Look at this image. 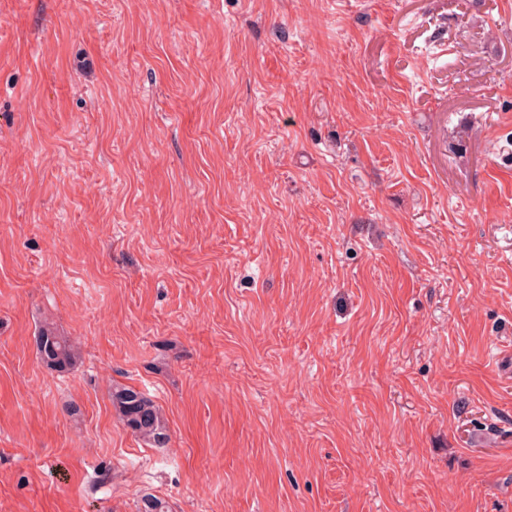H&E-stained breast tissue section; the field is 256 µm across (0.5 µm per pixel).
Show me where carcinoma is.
<instances>
[{
  "instance_id": "1",
  "label": "carcinoma",
  "mask_w": 512,
  "mask_h": 512,
  "mask_svg": "<svg viewBox=\"0 0 512 512\" xmlns=\"http://www.w3.org/2000/svg\"><path fill=\"white\" fill-rule=\"evenodd\" d=\"M34 344L39 359L50 370L64 372L77 362L75 346L51 323L39 327ZM111 402L118 418L134 435L158 446L165 444L166 424L150 397L133 387L116 385L112 387ZM138 512H169V507L156 496H146L141 499Z\"/></svg>"
}]
</instances>
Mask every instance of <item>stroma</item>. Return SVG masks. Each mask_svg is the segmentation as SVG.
<instances>
[{
	"label": "stroma",
	"mask_w": 512,
	"mask_h": 512,
	"mask_svg": "<svg viewBox=\"0 0 512 512\" xmlns=\"http://www.w3.org/2000/svg\"><path fill=\"white\" fill-rule=\"evenodd\" d=\"M148 494L512 512V0H0V512ZM34 344L39 359L50 370L64 372L77 362L75 346L51 323L46 322L39 327ZM112 407L135 436L160 446L167 440L166 424L160 408L139 390L125 385L112 387Z\"/></svg>",
	"instance_id": "35a3bbf8"
}]
</instances>
